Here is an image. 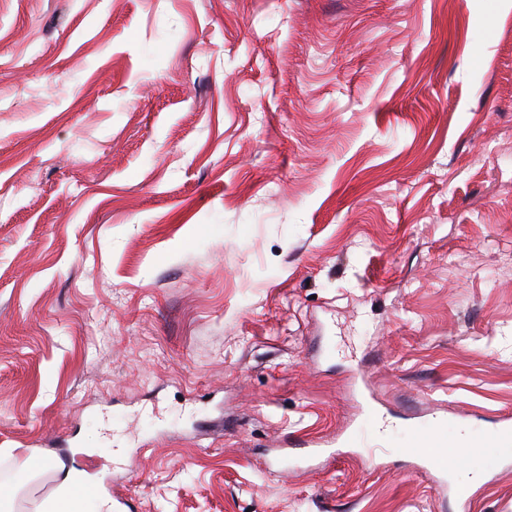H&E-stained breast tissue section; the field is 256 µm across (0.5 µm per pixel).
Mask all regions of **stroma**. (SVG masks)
<instances>
[{
	"label": "stroma",
	"mask_w": 512,
	"mask_h": 512,
	"mask_svg": "<svg viewBox=\"0 0 512 512\" xmlns=\"http://www.w3.org/2000/svg\"><path fill=\"white\" fill-rule=\"evenodd\" d=\"M372 406L512 415V0H0L11 512H512ZM386 427V414L377 409L370 410L366 413L363 423L342 442V445L346 448H365L369 443L375 442L378 433ZM448 431L442 418L433 417L425 422H409L401 433L403 441L390 451L420 462L424 473L436 471L443 480L448 475L447 455ZM92 496L90 480L84 473L74 468L67 469L54 493L42 500L35 507V512H85V504Z\"/></svg>",
	"instance_id": "stroma-1"
}]
</instances>
